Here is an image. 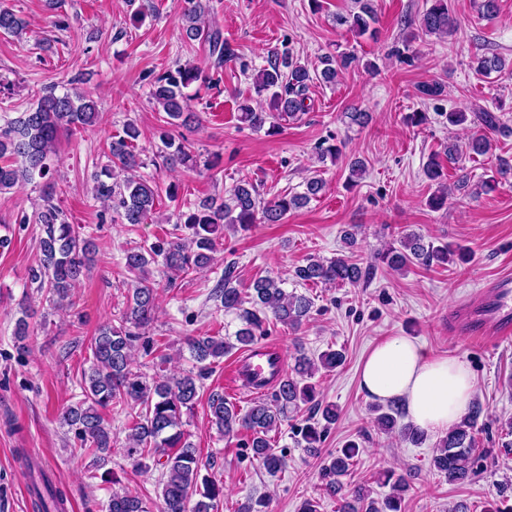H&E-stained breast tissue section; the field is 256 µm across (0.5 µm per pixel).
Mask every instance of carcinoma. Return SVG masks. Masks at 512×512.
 <instances>
[{
	"instance_id": "1",
	"label": "carcinoma",
	"mask_w": 512,
	"mask_h": 512,
	"mask_svg": "<svg viewBox=\"0 0 512 512\" xmlns=\"http://www.w3.org/2000/svg\"><path fill=\"white\" fill-rule=\"evenodd\" d=\"M358 11L337 19L355 34L362 36L376 21L370 0H356ZM207 5L202 0H185L180 18L181 31L189 40L202 39L208 44L214 65L220 68L236 56L231 45L224 41L221 30L206 21ZM28 23L8 8L0 7V33L20 37ZM456 21L448 9V0H431L419 20V31L425 36L446 35L454 31ZM356 57L351 52L339 51L321 58V69L311 70L284 52L260 70L255 78L257 92L271 93V112H256L248 105L240 106L241 119L253 128L269 126L274 133L279 121L298 118L310 110L308 92L314 80L334 84L348 71ZM506 63L496 54L474 58L473 70L478 75H489L505 70ZM208 76L201 68L179 64L154 78L152 100L166 115V124L188 128L195 116L185 111L187 96L184 89L194 83L207 84ZM97 103L83 91L74 90L62 95L49 91L42 95L28 111L0 127V194L35 179L45 180L44 205L37 214L43 225L44 236L39 242L37 266L31 269V281L45 288L63 303L70 291L94 262L96 249L92 240L80 236L69 224L61 208L53 203L55 183L52 181V157L61 130L86 129L96 124ZM481 130L475 132L466 144L468 154L483 156L491 149V140L485 131L499 130L498 117L489 110L478 115ZM140 137L136 124L124 125L123 134L108 143L109 164L92 173L95 198L112 207L123 224H143L153 217L155 202L161 193L175 201L178 187L166 188L155 181L137 175L144 161L136 153L134 144ZM163 148L160 157L169 168L197 167V156L185 139L175 140L163 129L159 133ZM496 181L490 177L472 187L468 174L461 175L453 190L473 194L477 190L491 191ZM325 188L322 179L306 181L302 193L279 194L269 200L261 198L250 183H237L224 195L211 196L180 213L182 224L189 234L176 241L158 240L148 247L131 250L125 255L127 272L135 276V285L128 289L126 308L117 322L101 326L90 342L92 360L83 370L80 386L83 400L68 407L61 416L62 425L73 431L82 445L92 450V468L105 467L112 457V427L103 411L122 405L135 411V422L128 434L127 457L135 465L148 466L153 461L162 466L161 512H213L217 502L224 498V484L201 476L202 462L197 448L182 429L183 414L193 410L198 399L199 381L208 370L206 362L224 357L237 346L249 349L258 338L267 333L271 321L299 328L310 317V298L283 288L284 281L264 276L253 282L251 299L233 285L234 270L224 269V279L217 286L216 297L226 312L236 313L241 327L235 332V342L216 336H191L187 345L193 359L200 364L197 372L188 371L179 377L147 378L133 370L131 352L137 342L149 349L145 330L154 319L156 292L150 282L149 266L162 259L163 268L172 273L185 274L210 266L217 247V232L223 224L245 230L253 224H278L296 208L307 204ZM382 259L393 271H403L412 265L432 266L466 260L463 250L448 243L441 245L420 233L409 232L400 239V246L388 247ZM370 269L363 268L347 258L331 260L311 258L295 267L294 278L301 283L357 285L369 278ZM251 307H245V304ZM292 363L283 370L282 377L267 398L256 399L246 412H241L224 396L215 393L208 401L211 424L216 430L233 438L247 432L246 447L252 458L268 473L277 474L287 467L283 452L273 448L269 432L276 430L288 417V410L306 406L313 416L306 419L299 434L308 453L316 455L324 430L314 415L321 414L330 424L336 420V405L319 398L316 386L309 382L320 369L333 371L345 361L340 350L329 348L310 356L300 342L294 344ZM483 407L475 402L464 418L451 428L436 445L432 457L435 471L450 483L462 484L482 470V457L475 454L476 432ZM403 412L391 406L378 414L374 423L383 433L398 431L403 440L417 446L425 440V432L411 423H400ZM358 444L350 442L330 456L322 468L327 490L338 499V512H401L405 493L410 483L403 475L387 470L382 474L391 492L383 500L371 496L363 485L348 487L342 481L358 456ZM42 512H65V498L61 490L46 485V493L34 487ZM512 483L496 487L497 506L487 512H512ZM107 512H148L141 496L129 490L115 492L110 497Z\"/></svg>"
}]
</instances>
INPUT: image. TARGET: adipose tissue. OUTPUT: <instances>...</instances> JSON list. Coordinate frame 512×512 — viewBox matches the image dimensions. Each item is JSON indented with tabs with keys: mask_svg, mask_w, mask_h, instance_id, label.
Instances as JSON below:
<instances>
[{
	"mask_svg": "<svg viewBox=\"0 0 512 512\" xmlns=\"http://www.w3.org/2000/svg\"><path fill=\"white\" fill-rule=\"evenodd\" d=\"M360 385L370 399L398 402L415 426L436 435L460 422L474 396L464 359L433 355L407 336L387 337L370 349Z\"/></svg>",
	"mask_w": 512,
	"mask_h": 512,
	"instance_id": "ef3b65f1",
	"label": "adipose tissue"
}]
</instances>
